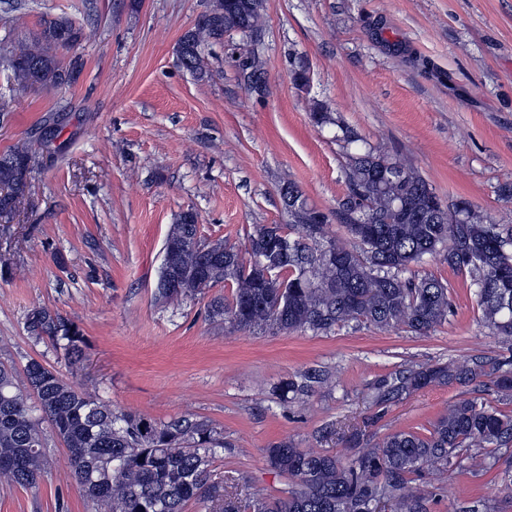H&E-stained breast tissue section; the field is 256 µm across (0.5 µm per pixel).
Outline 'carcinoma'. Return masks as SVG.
<instances>
[{
  "instance_id": "1",
  "label": "carcinoma",
  "mask_w": 512,
  "mask_h": 512,
  "mask_svg": "<svg viewBox=\"0 0 512 512\" xmlns=\"http://www.w3.org/2000/svg\"><path fill=\"white\" fill-rule=\"evenodd\" d=\"M261 8L262 0H214L180 38L182 66L201 75L204 46L224 42L233 31L259 36ZM82 36L70 18H47L40 36L14 46L4 62L23 87L71 85L82 64L63 67L57 53L74 47ZM239 67L254 77L243 82L245 90L262 93V62L243 56ZM30 159L27 147L0 154V209H16L14 188L27 185ZM346 179L348 192L336 217L351 235L350 245L326 235V217L308 209L290 184L283 198L295 218L293 233L278 224L261 226L242 251L222 241L201 244L197 213L181 212L164 243L168 262L159 276L156 302L202 291L195 271L205 265L207 287L225 289L208 304L213 321L274 334H321L351 323L425 334L448 319V286L406 273L425 256L439 255L450 268L470 276L483 321L512 336V224L481 219L465 199L435 211L437 195L426 180L374 149L348 154ZM360 217L370 223H354ZM280 236L288 240V256L272 257L267 272L253 265V256ZM326 248L336 253V264L322 259ZM172 276L178 277L179 287H167ZM26 329L35 341L63 352L69 363L85 342L77 322L40 305L28 311ZM481 373L478 364L467 361L409 370L391 384H379L376 402L434 383H470ZM327 376L310 369L279 382L273 394L281 400L291 393L305 395ZM45 422L65 444L84 497L101 512H184L191 501L207 504L208 512H239L233 494L211 479L224 437L209 422L191 415L155 421L118 413L35 359L26 364L21 384L15 368L0 362V476L24 489L38 487L47 462ZM510 444L512 416L475 400L451 405L427 436L399 431L371 448L353 439L354 452L345 459L281 441L267 449L268 463L294 487L286 498L255 497L247 507L252 512H375L386 500L393 512H427L429 490L412 487L414 477L447 468L469 448Z\"/></svg>"
}]
</instances>
